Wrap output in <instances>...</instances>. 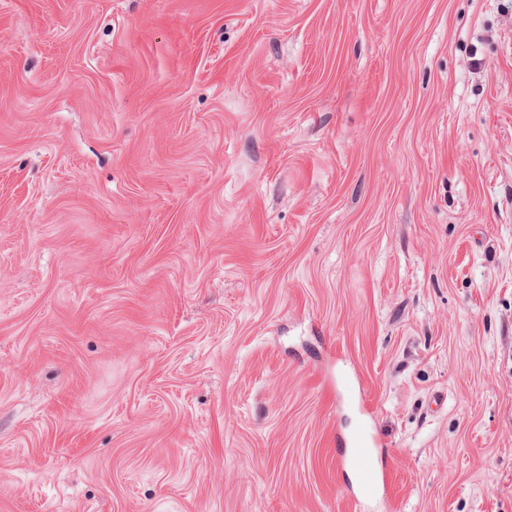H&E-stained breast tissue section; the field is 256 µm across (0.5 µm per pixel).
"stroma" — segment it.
Returning a JSON list of instances; mask_svg holds the SVG:
<instances>
[{
  "label": "stroma",
  "mask_w": 512,
  "mask_h": 512,
  "mask_svg": "<svg viewBox=\"0 0 512 512\" xmlns=\"http://www.w3.org/2000/svg\"><path fill=\"white\" fill-rule=\"evenodd\" d=\"M0 512H512V0H0ZM354 449L350 456V463L360 476L361 493L365 498L377 495L381 476L369 462L370 450L368 440L363 434H358L353 440Z\"/></svg>",
  "instance_id": "35a3bbf8"
}]
</instances>
